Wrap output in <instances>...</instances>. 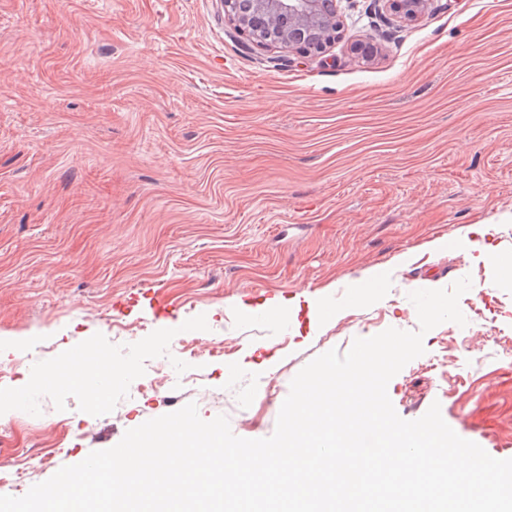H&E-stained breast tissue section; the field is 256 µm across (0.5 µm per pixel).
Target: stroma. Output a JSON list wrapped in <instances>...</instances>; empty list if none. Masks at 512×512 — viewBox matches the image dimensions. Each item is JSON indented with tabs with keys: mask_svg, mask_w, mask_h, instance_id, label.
<instances>
[{
	"mask_svg": "<svg viewBox=\"0 0 512 512\" xmlns=\"http://www.w3.org/2000/svg\"><path fill=\"white\" fill-rule=\"evenodd\" d=\"M336 10L339 40L281 66L222 0H0V469L30 457L33 486L190 402L270 436L312 359L417 330L409 293L466 276V326L387 392L512 458V0ZM491 218L492 262L451 249ZM93 343L119 366L101 399L28 389ZM385 1L396 17L404 22H413L427 13L434 0H375Z\"/></svg>",
	"mask_w": 512,
	"mask_h": 512,
	"instance_id": "obj_1",
	"label": "stroma"
}]
</instances>
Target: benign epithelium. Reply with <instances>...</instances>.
I'll return each instance as SVG.
<instances>
[{"label":"benign epithelium","instance_id":"obj_1","mask_svg":"<svg viewBox=\"0 0 512 512\" xmlns=\"http://www.w3.org/2000/svg\"><path fill=\"white\" fill-rule=\"evenodd\" d=\"M404 22L427 13L434 0H386ZM224 14L236 30L260 47H279L300 55L320 52L336 38V0H224Z\"/></svg>","mask_w":512,"mask_h":512}]
</instances>
